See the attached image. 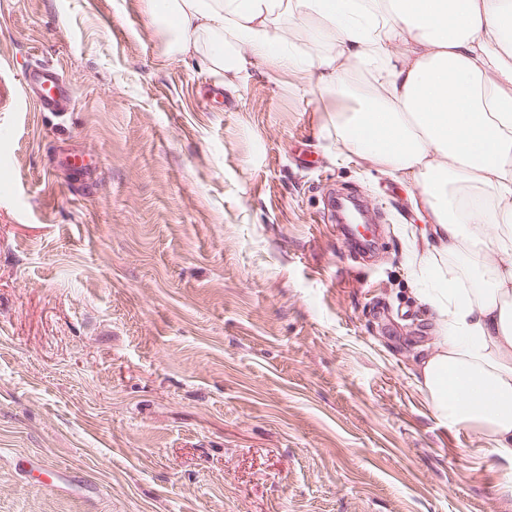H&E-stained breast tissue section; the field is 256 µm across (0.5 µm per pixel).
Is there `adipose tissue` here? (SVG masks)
<instances>
[{
	"instance_id": "obj_1",
	"label": "adipose tissue",
	"mask_w": 512,
	"mask_h": 512,
	"mask_svg": "<svg viewBox=\"0 0 512 512\" xmlns=\"http://www.w3.org/2000/svg\"><path fill=\"white\" fill-rule=\"evenodd\" d=\"M171 58L225 87L252 60L346 103L339 154L415 187L434 256L410 253L437 345V415L512 459V0H146Z\"/></svg>"
}]
</instances>
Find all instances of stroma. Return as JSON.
<instances>
[{
	"label": "stroma",
	"mask_w": 512,
	"mask_h": 512,
	"mask_svg": "<svg viewBox=\"0 0 512 512\" xmlns=\"http://www.w3.org/2000/svg\"><path fill=\"white\" fill-rule=\"evenodd\" d=\"M1 60L0 512H512V461L419 385L416 191L337 156L296 75L220 90L145 0H0ZM339 186L383 217L368 262ZM26 98L39 112H68L73 103L70 87L55 64L41 60L22 76Z\"/></svg>",
	"instance_id": "obj_1"
}]
</instances>
